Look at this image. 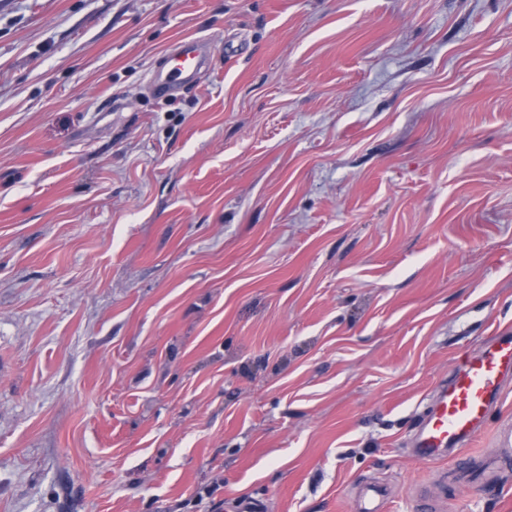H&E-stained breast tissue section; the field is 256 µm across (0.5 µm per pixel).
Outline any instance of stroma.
Masks as SVG:
<instances>
[{
	"label": "stroma",
	"mask_w": 512,
	"mask_h": 512,
	"mask_svg": "<svg viewBox=\"0 0 512 512\" xmlns=\"http://www.w3.org/2000/svg\"><path fill=\"white\" fill-rule=\"evenodd\" d=\"M503 327L512 0H0V512H512L409 450ZM213 44L206 38L182 40L172 45L150 77L151 89L166 96L179 88L193 84L207 67ZM385 500L386 496L382 494L379 487L369 486L355 502L353 510L358 512H380L384 508Z\"/></svg>",
	"instance_id": "stroma-1"
}]
</instances>
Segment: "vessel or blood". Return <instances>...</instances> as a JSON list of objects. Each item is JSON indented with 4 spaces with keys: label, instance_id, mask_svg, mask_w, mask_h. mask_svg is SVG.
<instances>
[{
    "label": "vessel or blood",
    "instance_id": "vessel-or-blood-1",
    "mask_svg": "<svg viewBox=\"0 0 512 512\" xmlns=\"http://www.w3.org/2000/svg\"><path fill=\"white\" fill-rule=\"evenodd\" d=\"M213 44L205 38L182 40L164 54L150 77L161 96L193 84L207 67ZM512 383V333L496 334L455 367L441 385L421 419L411 444L413 454L434 462L472 446L499 408L506 385ZM386 497L368 487L354 505L355 512H382Z\"/></svg>",
    "mask_w": 512,
    "mask_h": 512
}]
</instances>
